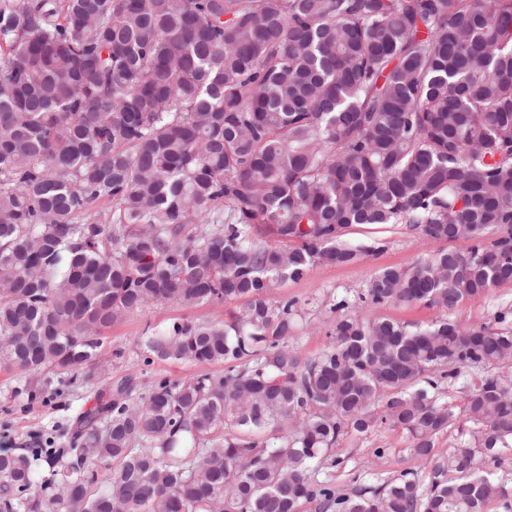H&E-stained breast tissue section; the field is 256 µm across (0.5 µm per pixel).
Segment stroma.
Masks as SVG:
<instances>
[{"instance_id":"35a3bbf8","label":"stroma","mask_w":512,"mask_h":512,"mask_svg":"<svg viewBox=\"0 0 512 512\" xmlns=\"http://www.w3.org/2000/svg\"><path fill=\"white\" fill-rule=\"evenodd\" d=\"M341 239L352 246H367L381 239L386 248L383 252L366 255L354 265L314 266L302 279L286 282L272 295L276 301L294 302L299 317L291 344L302 355H315L332 343L337 318L333 306L340 302L347 304L349 312L366 317H390L409 325L423 326L439 317V310L421 304L374 307L363 304L359 296L376 270L387 266L408 267L440 250V242L422 236L405 224L378 228L353 226L343 232ZM243 306L240 299L192 307L169 304L125 315L103 331L106 338L102 351L104 380L115 384L132 380L136 395L141 396L154 376L181 379L195 374L196 366L189 364L161 361L145 364L142 349L145 329L150 327L160 333L182 320L230 322ZM502 311L507 314L506 326L512 327L511 284L493 289L483 301L450 311L448 317L464 326L491 324ZM18 379V371L0 368L1 449L18 451L28 445L31 432L66 421L94 404L89 388L78 385L70 389L67 398L54 400L52 405L23 410L15 396ZM430 470L429 462L411 455L406 432L382 425L365 437L341 439L329 450L326 461L312 467L310 480L346 492L355 487L380 486L404 471L417 473L424 480Z\"/></svg>"}]
</instances>
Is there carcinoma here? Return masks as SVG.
<instances>
[{"label": "carcinoma", "mask_w": 512, "mask_h": 512, "mask_svg": "<svg viewBox=\"0 0 512 512\" xmlns=\"http://www.w3.org/2000/svg\"><path fill=\"white\" fill-rule=\"evenodd\" d=\"M387 224L472 245L377 270L373 306L452 311L512 283V0H0V359L29 405L96 387L0 454V512H512V329L344 314L320 353L288 346L274 290L383 251L341 236ZM235 298L230 323L144 341L148 364L224 370L138 401L97 384L102 328ZM468 373L472 427L437 454ZM378 425L427 483L314 487L313 460Z\"/></svg>", "instance_id": "carcinoma-1"}]
</instances>
